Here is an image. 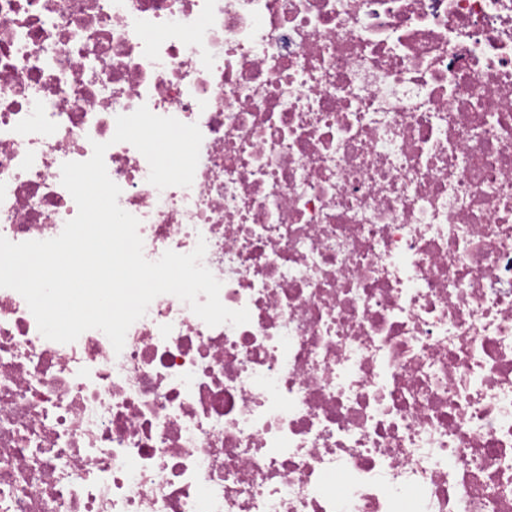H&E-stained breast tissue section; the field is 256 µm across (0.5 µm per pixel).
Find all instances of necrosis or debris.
I'll return each mask as SVG.
<instances>
[{
    "label": "necrosis or debris",
    "mask_w": 512,
    "mask_h": 512,
    "mask_svg": "<svg viewBox=\"0 0 512 512\" xmlns=\"http://www.w3.org/2000/svg\"><path fill=\"white\" fill-rule=\"evenodd\" d=\"M197 124L188 187L113 142ZM107 143L148 260L122 351L0 288V512H512V0H0V236Z\"/></svg>",
    "instance_id": "4bbe7bcc"
}]
</instances>
